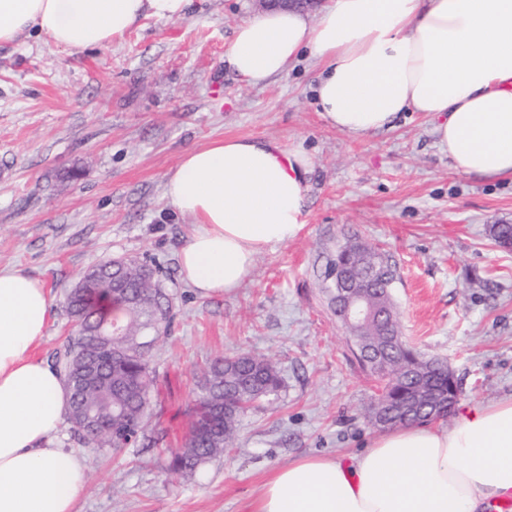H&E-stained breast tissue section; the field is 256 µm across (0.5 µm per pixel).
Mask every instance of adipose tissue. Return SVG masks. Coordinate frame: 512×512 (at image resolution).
I'll return each mask as SVG.
<instances>
[{"mask_svg": "<svg viewBox=\"0 0 512 512\" xmlns=\"http://www.w3.org/2000/svg\"><path fill=\"white\" fill-rule=\"evenodd\" d=\"M189 0H0V45L26 32L70 54L121 39L139 20L185 16ZM309 55L329 126L359 136L403 112L433 118L458 174L512 176V0H331L317 21L273 10L243 22L224 53L246 82ZM312 156L302 145L226 138L187 150L164 194L194 233L182 280L209 298L235 292L257 258L304 226ZM54 299L0 268V512H74L82 455L55 437L68 411L63 376L33 348ZM512 497V396L462 406L452 426L397 427L366 450L276 469L255 512H487Z\"/></svg>", "mask_w": 512, "mask_h": 512, "instance_id": "ef3b65f1", "label": "adipose tissue"}]
</instances>
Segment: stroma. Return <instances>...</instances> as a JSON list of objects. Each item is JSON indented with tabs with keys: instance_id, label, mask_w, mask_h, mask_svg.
<instances>
[{
	"instance_id": "35a3bbf8",
	"label": "stroma",
	"mask_w": 512,
	"mask_h": 512,
	"mask_svg": "<svg viewBox=\"0 0 512 512\" xmlns=\"http://www.w3.org/2000/svg\"><path fill=\"white\" fill-rule=\"evenodd\" d=\"M257 0H192L184 18L142 19L108 47L69 54L44 37L0 46V267L44 282L54 317L35 355L52 362L73 330L63 297L115 257L156 268L174 317L154 350L151 427L177 448L197 382L217 356L273 361L283 387L239 419L235 448L192 478L171 474L154 448L79 447L87 483L76 512H251L265 481L302 456L360 451L378 433L366 412L375 380L337 322L324 271L339 245L380 248L395 266L401 333L446 362L461 403L512 395V178L454 173L425 113L353 139L312 104L315 70L292 64L267 84L224 64L235 28ZM226 137L302 144L314 158L305 226L262 254L230 295L199 297L178 253L195 226L164 196L190 148Z\"/></svg>"
}]
</instances>
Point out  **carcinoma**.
<instances>
[{
	"label": "carcinoma",
	"instance_id": "obj_1",
	"mask_svg": "<svg viewBox=\"0 0 512 512\" xmlns=\"http://www.w3.org/2000/svg\"><path fill=\"white\" fill-rule=\"evenodd\" d=\"M490 233L499 245H512V224H493ZM144 273L145 266L135 259L118 268L108 260L97 274L79 278L64 296L63 304L72 320L94 326L117 324L123 330V335L112 337L109 348L74 333L55 357L54 365L63 373L70 393L68 420L85 446L118 448L133 436L145 434L156 383L150 367L159 340L154 323L171 321L172 298L158 278L146 280ZM104 295L124 307L123 320L115 322L100 311L99 300ZM89 359L100 368L101 378L78 385L75 366ZM233 359L237 368L229 378L224 377L226 356L215 357L203 369L185 441L175 450L168 449V471L197 474L201 465L233 447L241 414L260 398L278 395L281 378L270 359L248 352ZM369 374L379 383L372 405L385 403L391 426L425 420L430 411L426 395L442 400L448 393V365L424 358L403 340L388 346L386 355ZM86 412L98 421L93 433L82 430L81 418Z\"/></svg>",
	"mask_w": 512,
	"mask_h": 512
}]
</instances>
